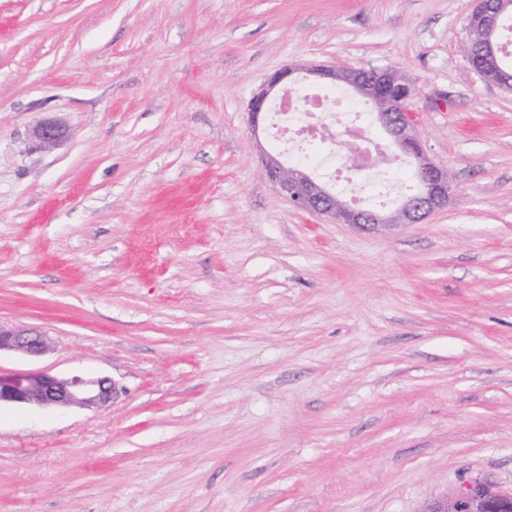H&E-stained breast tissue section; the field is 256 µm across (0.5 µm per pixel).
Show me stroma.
Returning a JSON list of instances; mask_svg holds the SVG:
<instances>
[{
  "label": "stroma",
  "mask_w": 512,
  "mask_h": 512,
  "mask_svg": "<svg viewBox=\"0 0 512 512\" xmlns=\"http://www.w3.org/2000/svg\"><path fill=\"white\" fill-rule=\"evenodd\" d=\"M473 0H0V370L107 376L0 409V512H425L512 494V92ZM393 68L446 209H293L249 103L289 66ZM57 118L68 139L30 137ZM475 7L468 15V22L476 28L493 45V36L498 27L501 14L511 7L508 0H475ZM469 40L465 44L463 53L470 67L475 65L482 57L481 35L469 29ZM43 336V332L33 328L0 324V354L2 351H18L38 356L46 349ZM512 495L492 491L481 482L470 484L466 492L444 497L425 512H511Z\"/></svg>",
  "instance_id": "1"
}]
</instances>
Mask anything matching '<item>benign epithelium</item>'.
<instances>
[{"label":"benign epithelium","instance_id":"benign-epithelium-1","mask_svg":"<svg viewBox=\"0 0 512 512\" xmlns=\"http://www.w3.org/2000/svg\"><path fill=\"white\" fill-rule=\"evenodd\" d=\"M511 5L509 0H475L468 22L491 43L501 14ZM310 78L330 84H343L368 103L389 102L394 106L393 112L375 113L374 121L399 151L412 157L419 192L403 198L398 207L390 212L355 210L310 174L298 167L288 166L279 157L268 153L263 161V175L290 205L300 211L363 227L416 224L448 207V170L423 152L412 150L419 143L417 125L409 109L412 87L392 68L340 69L325 65L286 68L272 76L251 99L253 132H258L265 120L264 111L272 93L276 92L281 97L288 86ZM67 136V127L55 119L40 121L31 129L32 139L44 146L57 144ZM45 349L43 332L0 324V352L18 351L38 356ZM122 391L123 388L115 381L105 377H61L42 370L0 371V407L36 405L43 408L80 406L97 409L116 400ZM428 512H512V495L499 494L475 481L465 492L436 502Z\"/></svg>","mask_w":512,"mask_h":512}]
</instances>
